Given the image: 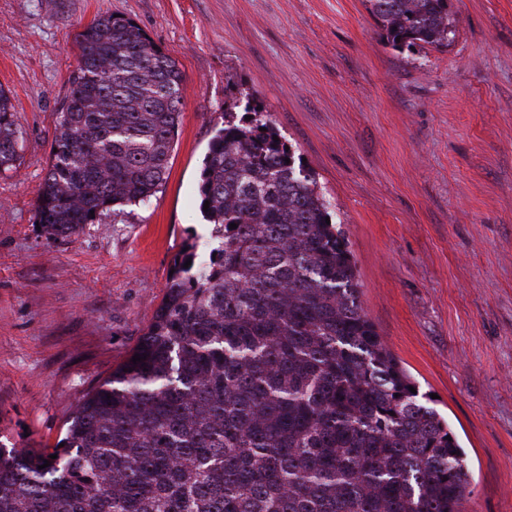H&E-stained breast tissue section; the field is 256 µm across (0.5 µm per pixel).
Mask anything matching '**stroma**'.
Returning <instances> with one entry per match:
<instances>
[{
  "label": "stroma",
  "mask_w": 512,
  "mask_h": 512,
  "mask_svg": "<svg viewBox=\"0 0 512 512\" xmlns=\"http://www.w3.org/2000/svg\"><path fill=\"white\" fill-rule=\"evenodd\" d=\"M448 47L386 46L364 0H0V87L19 160L0 171V434L50 448L160 307L211 226L203 159L228 112L275 123L343 226L359 301L469 461L466 512H512V0H450ZM134 21L185 74L148 203L49 239L35 201L53 116L97 15Z\"/></svg>",
  "instance_id": "obj_1"
}]
</instances>
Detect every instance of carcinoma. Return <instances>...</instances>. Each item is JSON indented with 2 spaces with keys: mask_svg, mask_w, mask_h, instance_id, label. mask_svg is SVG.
<instances>
[{
  "mask_svg": "<svg viewBox=\"0 0 512 512\" xmlns=\"http://www.w3.org/2000/svg\"><path fill=\"white\" fill-rule=\"evenodd\" d=\"M366 5L394 48L455 36L448 0ZM76 44L35 204L53 239L157 193L185 86L130 19L102 14ZM18 138L0 88V171ZM285 146L257 111L217 131L198 185L208 259L185 243L155 319L59 444L0 443V512H463L465 452L364 314L342 224Z\"/></svg>",
  "mask_w": 512,
  "mask_h": 512,
  "instance_id": "cac0c4a2",
  "label": "carcinoma"
}]
</instances>
